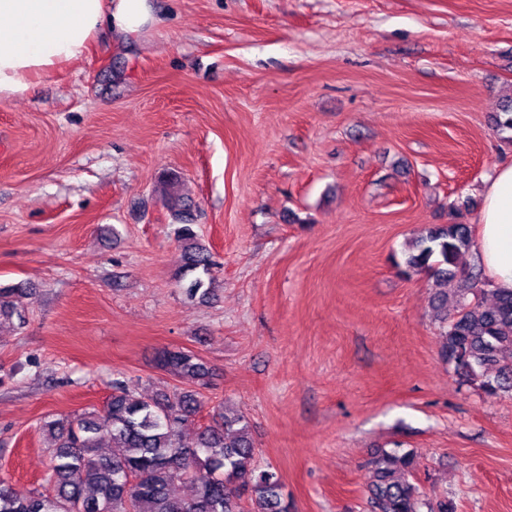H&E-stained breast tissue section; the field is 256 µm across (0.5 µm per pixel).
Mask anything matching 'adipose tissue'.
<instances>
[{
    "label": "adipose tissue",
    "instance_id": "ef3b65f1",
    "mask_svg": "<svg viewBox=\"0 0 512 512\" xmlns=\"http://www.w3.org/2000/svg\"><path fill=\"white\" fill-rule=\"evenodd\" d=\"M155 22L152 0H0V99L80 61L100 31L126 38ZM473 252L491 287L512 290V164L484 187Z\"/></svg>",
    "mask_w": 512,
    "mask_h": 512
}]
</instances>
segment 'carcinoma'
I'll return each mask as SVG.
<instances>
[{
    "mask_svg": "<svg viewBox=\"0 0 512 512\" xmlns=\"http://www.w3.org/2000/svg\"><path fill=\"white\" fill-rule=\"evenodd\" d=\"M166 205L181 220L174 230L183 251L181 278L197 271L183 286L190 299H205L211 287L212 253L183 220L191 202L174 192ZM471 226L462 211L454 221L422 229L405 254L404 273L426 271L443 291L436 295L441 324V356L467 383L489 396L512 393V291L493 290L494 301L479 300L486 279L478 264L462 267L471 251ZM456 282V308L448 313V283ZM21 284L0 286V327L23 321L12 297ZM158 366L190 383L170 393L133 396L120 382L103 410L47 421L54 438L48 483L51 491L21 492L0 479V512H291L279 472L256 463L249 423L220 405L210 424L186 446L178 433L195 424L211 369L191 351L163 350ZM111 452L97 453L103 439ZM416 454L399 447L382 450L368 464L371 512H448V500L422 498L412 481ZM194 484L184 496L181 485Z\"/></svg>",
    "mask_w": 512,
    "mask_h": 512,
    "instance_id": "obj_1",
    "label": "carcinoma"
}]
</instances>
